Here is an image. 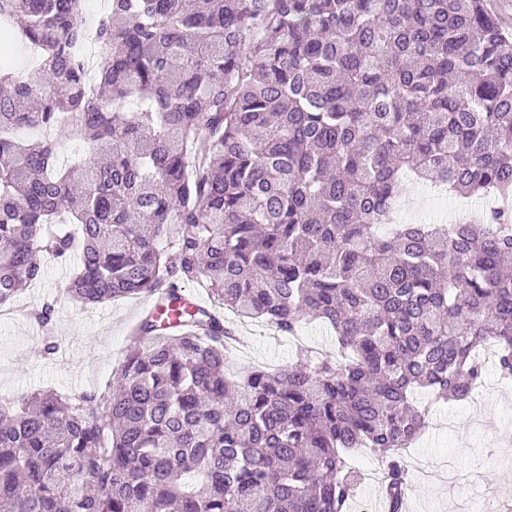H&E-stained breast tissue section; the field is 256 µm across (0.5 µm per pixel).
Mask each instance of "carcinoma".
I'll list each match as a JSON object with an SVG mask.
<instances>
[{"label": "carcinoma", "mask_w": 512, "mask_h": 512, "mask_svg": "<svg viewBox=\"0 0 512 512\" xmlns=\"http://www.w3.org/2000/svg\"><path fill=\"white\" fill-rule=\"evenodd\" d=\"M0 19V49L41 56L29 80L0 63V307L47 255L85 306L203 279L337 348L230 378L220 313L147 316L107 394L0 401V512H349L362 448L405 512L415 394L467 400L486 342L512 380V212L393 220L408 175L512 198V36L483 0H111L94 77L81 0Z\"/></svg>", "instance_id": "carcinoma-1"}]
</instances>
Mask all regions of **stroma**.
<instances>
[{
  "label": "stroma",
  "instance_id": "35a3bbf8",
  "mask_svg": "<svg viewBox=\"0 0 512 512\" xmlns=\"http://www.w3.org/2000/svg\"><path fill=\"white\" fill-rule=\"evenodd\" d=\"M437 197V189L404 178L396 205L401 221H428L440 208ZM70 276L68 265L47 262L42 280L22 291L10 314L0 318V398L37 390H93L104 395L116 385L118 366L132 345L129 330L149 299L137 296L85 307L65 298ZM46 301L55 304L47 332L30 316L32 308ZM229 322L240 338L228 353L233 371L254 366L276 369L295 363L301 351L335 349L332 332L317 321L303 325L296 336L283 335L255 319L233 316ZM48 335L58 346L52 355L43 352ZM417 402L429 414L420 438L405 452L407 512H453L462 501L473 512H487L501 477L499 460L504 452H512V386L501 384L495 363L489 360L484 364L481 399L447 403L422 394ZM351 464L361 475L353 508L376 512L381 487L370 475L380 469V462L368 451L354 456Z\"/></svg>",
  "mask_w": 512,
  "mask_h": 512
}]
</instances>
